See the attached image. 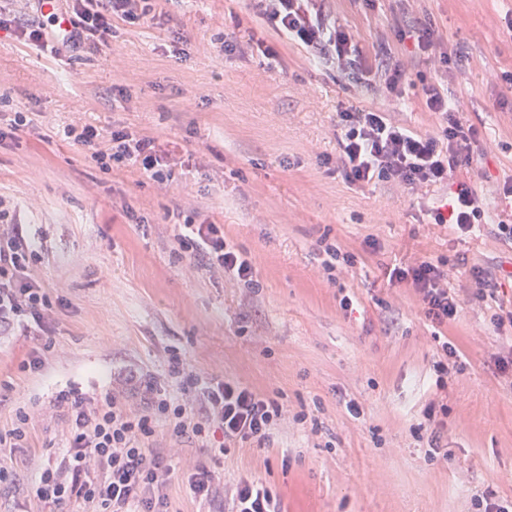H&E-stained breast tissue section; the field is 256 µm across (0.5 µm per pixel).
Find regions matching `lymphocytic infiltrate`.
<instances>
[{
  "instance_id": "f902f5d3",
  "label": "lymphocytic infiltrate",
  "mask_w": 512,
  "mask_h": 512,
  "mask_svg": "<svg viewBox=\"0 0 512 512\" xmlns=\"http://www.w3.org/2000/svg\"><path fill=\"white\" fill-rule=\"evenodd\" d=\"M258 2L279 32L336 67L349 84L362 89L376 85L386 96L401 95L405 71L387 60L378 62L375 69L363 68L357 45L345 29L331 21L324 0ZM66 3V9H51L45 28L16 25V9L9 2L0 4V30H12L17 39L57 56L80 46L99 51L109 42L113 20L133 23L140 18V0ZM421 95L426 108L442 118L436 135H419L378 110L337 112L336 167L350 184L378 180L415 191L454 177L463 152L478 144L479 130L461 122L458 107L449 102L439 85L423 83ZM64 134L91 149L102 169H111L116 162L130 163L157 183L172 178L168 154L152 138L126 129L112 131L105 138L91 125L79 130L68 126ZM484 214L482 197L463 183L447 210H432L430 217L434 223L467 235ZM8 215V210L0 209V221L7 223L0 231V335L20 332L36 338V347L23 363L24 368L36 372L44 365L45 352L52 348L48 317L53 303L46 289L29 275L31 265L40 257V245L26 225L8 223ZM177 240L195 266L220 267L230 280L256 287L251 263L217 225L183 224ZM384 276L390 284L410 283L432 324L441 326L456 317L461 300L448 286L444 261L395 264L386 267ZM169 375L179 386V396H172L165 386L148 384L149 398L138 415L127 413L109 395L93 402L78 396L70 400L68 446L55 464L38 469L32 486L34 498L53 506L55 512H68L75 503L90 505L93 512H168L163 487L175 468L150 444L158 423H166L174 434L201 440L211 427L220 428L224 442L213 451L218 460L239 444L266 441L282 416L283 407L277 400L240 382L202 380L176 348L169 358ZM227 512H283L282 501L271 486L243 478L231 493Z\"/></svg>"
}]
</instances>
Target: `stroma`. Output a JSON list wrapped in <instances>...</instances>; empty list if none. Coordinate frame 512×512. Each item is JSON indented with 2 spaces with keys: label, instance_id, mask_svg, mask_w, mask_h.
Listing matches in <instances>:
<instances>
[{
  "label": "stroma",
  "instance_id": "stroma-1",
  "mask_svg": "<svg viewBox=\"0 0 512 512\" xmlns=\"http://www.w3.org/2000/svg\"><path fill=\"white\" fill-rule=\"evenodd\" d=\"M149 4L139 21H114L97 54L53 57L0 30V202L41 244L32 277L62 301L40 371L20 368L33 337L0 340V429L17 409L29 415L27 447H0V464L33 472L57 461L69 435L60 393L109 391L140 411L146 393L129 374L166 381L176 347L199 377L238 380L276 398L284 416L267 444L217 461L201 440L160 425L153 447L180 470L203 462L217 476L207 502L169 481L170 512H224L225 494L246 476L274 488L285 512H479L489 493L512 503V380L494 363L506 339L469 274L490 270L500 300L512 301V244L497 234L512 218L502 193L512 180V0H326L367 61L383 45L405 70L392 99L348 88L256 0ZM427 29L449 66L418 53ZM422 78L447 89L481 133L462 171L486 221L466 237L428 215L455 185L353 186L336 169V114L349 106L437 133ZM70 125L156 139L173 180L158 184L131 164L103 171L64 137ZM189 218L218 225L258 287L182 258L176 236ZM328 244L355 255V266L326 272ZM441 259L462 308L436 328L414 288L388 285L382 270ZM445 341L462 370L440 390L433 365ZM433 403L448 407L434 459L420 436L434 427Z\"/></svg>",
  "mask_w": 512,
  "mask_h": 512
}]
</instances>
